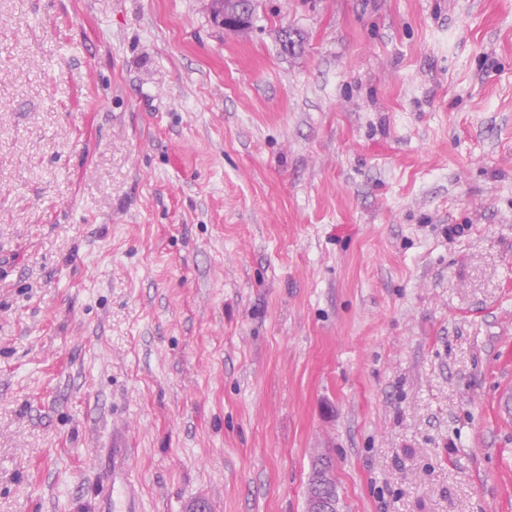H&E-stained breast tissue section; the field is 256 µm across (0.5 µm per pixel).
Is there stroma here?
<instances>
[{"label":"stroma","instance_id":"1","mask_svg":"<svg viewBox=\"0 0 512 512\" xmlns=\"http://www.w3.org/2000/svg\"><path fill=\"white\" fill-rule=\"evenodd\" d=\"M0 0V512H512V0ZM214 18L218 11V25L225 31L245 29L253 17L250 0H212ZM112 466L98 472L94 512H139V496L131 469L132 452L127 433L120 426L112 428V448H106ZM116 499L123 503L116 508Z\"/></svg>","mask_w":512,"mask_h":512}]
</instances>
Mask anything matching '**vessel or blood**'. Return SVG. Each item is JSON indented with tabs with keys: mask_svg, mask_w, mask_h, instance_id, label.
Returning <instances> with one entry per match:
<instances>
[{
	"mask_svg": "<svg viewBox=\"0 0 512 512\" xmlns=\"http://www.w3.org/2000/svg\"><path fill=\"white\" fill-rule=\"evenodd\" d=\"M107 455L112 464L98 473L94 512H139V496L131 469L132 452L122 427H113L112 446Z\"/></svg>",
	"mask_w": 512,
	"mask_h": 512,
	"instance_id": "b4317fda",
	"label": "vessel or blood"
}]
</instances>
